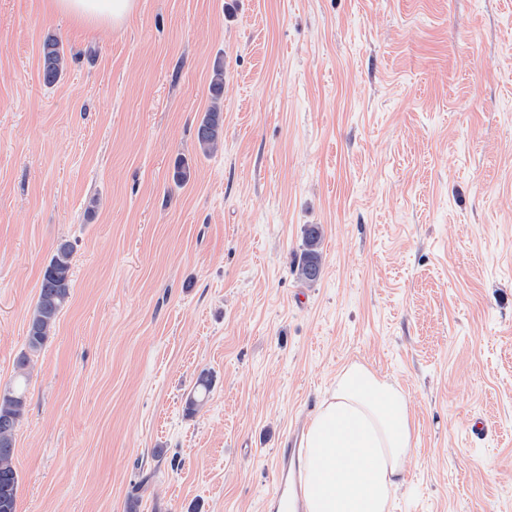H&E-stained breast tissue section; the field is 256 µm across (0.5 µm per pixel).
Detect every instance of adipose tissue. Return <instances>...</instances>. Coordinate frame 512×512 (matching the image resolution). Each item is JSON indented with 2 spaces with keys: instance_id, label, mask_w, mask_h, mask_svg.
Segmentation results:
<instances>
[{
  "instance_id": "adipose-tissue-1",
  "label": "adipose tissue",
  "mask_w": 512,
  "mask_h": 512,
  "mask_svg": "<svg viewBox=\"0 0 512 512\" xmlns=\"http://www.w3.org/2000/svg\"><path fill=\"white\" fill-rule=\"evenodd\" d=\"M47 7L79 26L112 30L136 0H47ZM303 446L312 476L306 512H389L415 447L407 397L379 372L350 364L316 409Z\"/></svg>"
}]
</instances>
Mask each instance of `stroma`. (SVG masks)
<instances>
[{
    "instance_id": "35a3bbf8",
    "label": "stroma",
    "mask_w": 512,
    "mask_h": 512,
    "mask_svg": "<svg viewBox=\"0 0 512 512\" xmlns=\"http://www.w3.org/2000/svg\"><path fill=\"white\" fill-rule=\"evenodd\" d=\"M62 240L17 512H265L281 439L354 362L410 404L391 512H512V0H139L112 31L0 0V387ZM66 70V56L56 38L47 37L42 45V81L46 87H53ZM211 105L196 130V143L205 156L217 152L223 145L224 139V68L220 61L213 67L209 85ZM322 238V228L317 224H308L304 228V250L295 271L302 282L314 284L321 275L322 254L319 244Z\"/></svg>"
}]
</instances>
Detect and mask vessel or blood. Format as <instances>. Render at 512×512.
Wrapping results in <instances>:
<instances>
[{"instance_id":"obj_1","label":"vessel or blood","mask_w":512,"mask_h":512,"mask_svg":"<svg viewBox=\"0 0 512 512\" xmlns=\"http://www.w3.org/2000/svg\"><path fill=\"white\" fill-rule=\"evenodd\" d=\"M300 453L299 439L292 435L285 437L276 449V481L266 500L269 512H304L303 492L311 476L299 467Z\"/></svg>"}]
</instances>
